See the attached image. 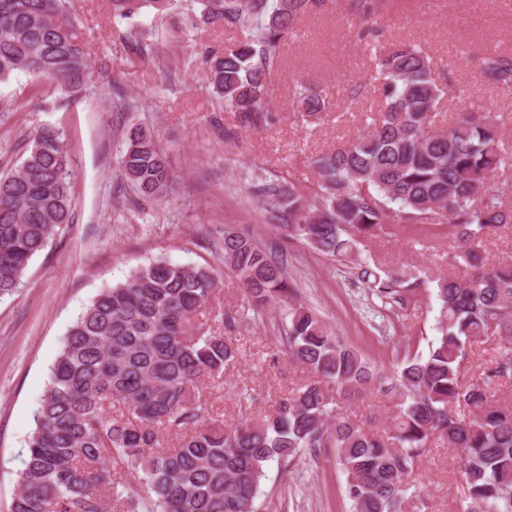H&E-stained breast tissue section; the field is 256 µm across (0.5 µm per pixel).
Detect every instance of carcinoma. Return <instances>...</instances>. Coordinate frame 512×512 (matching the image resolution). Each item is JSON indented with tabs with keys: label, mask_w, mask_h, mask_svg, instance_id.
<instances>
[{
	"label": "carcinoma",
	"mask_w": 512,
	"mask_h": 512,
	"mask_svg": "<svg viewBox=\"0 0 512 512\" xmlns=\"http://www.w3.org/2000/svg\"><path fill=\"white\" fill-rule=\"evenodd\" d=\"M111 2L122 20L172 4ZM192 2L212 24L249 28L238 47L212 54L207 77L225 109L257 125L288 34L327 0ZM384 7L385 0H356L353 9L366 22ZM69 11V0H0V81L23 70L53 82L63 98L77 97L89 59ZM365 45L381 107L365 109L363 131L309 159L316 176L309 192L262 178L250 188L289 237L331 257L416 224L448 225V263L460 274L436 280L438 336L428 355L411 343L392 375L375 370L297 302L277 247L226 231L225 266L255 313L288 304L281 346L311 377L270 414L224 427L202 390L222 388L224 368L239 355L224 336L236 317L213 306L219 281L209 268L150 261L102 289L68 330L10 512H258L270 464L286 467L322 448L335 451L349 512H408L410 479L438 441L459 459L466 493L457 512H512V406L495 399L494 388L512 383V261H490L484 249L490 233L512 224V206L502 200L512 147L489 112H457L437 124L440 101L462 91L437 82L421 49ZM477 61L486 84L512 90L511 54L485 50ZM295 100L303 121L332 111L310 84L297 85ZM120 133L121 176L141 200L166 197L174 174L151 129L133 124ZM73 177L63 133L51 126L37 130L17 168L0 173V296L16 291L33 257L72 223ZM362 277L399 305L420 287L402 270L381 278L365 269ZM205 307L212 324L197 326ZM489 336L501 342L494 360L466 377V363ZM365 391L391 403L380 434L343 412Z\"/></svg>",
	"instance_id": "cac0c4a2"
}]
</instances>
